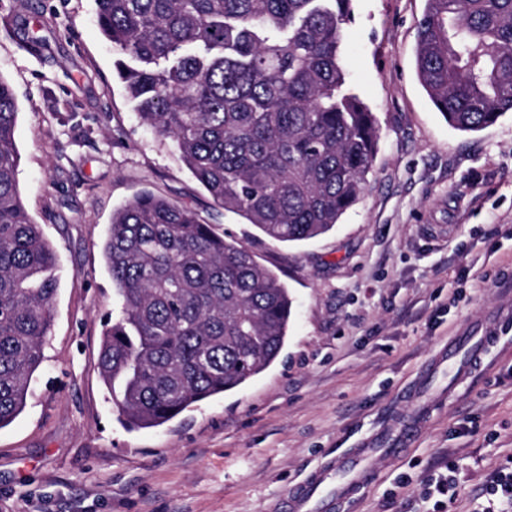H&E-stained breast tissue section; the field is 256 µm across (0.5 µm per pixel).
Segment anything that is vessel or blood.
<instances>
[{
  "label": "vessel or blood",
  "mask_w": 512,
  "mask_h": 512,
  "mask_svg": "<svg viewBox=\"0 0 512 512\" xmlns=\"http://www.w3.org/2000/svg\"><path fill=\"white\" fill-rule=\"evenodd\" d=\"M381 454L378 448H360L338 455L331 469L316 473L298 490L292 512H330L367 482Z\"/></svg>",
  "instance_id": "vessel-or-blood-1"
}]
</instances>
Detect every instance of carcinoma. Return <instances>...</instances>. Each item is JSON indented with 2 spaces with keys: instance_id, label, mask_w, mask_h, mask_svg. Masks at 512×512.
<instances>
[{
  "instance_id": "carcinoma-1",
  "label": "carcinoma",
  "mask_w": 512,
  "mask_h": 512,
  "mask_svg": "<svg viewBox=\"0 0 512 512\" xmlns=\"http://www.w3.org/2000/svg\"><path fill=\"white\" fill-rule=\"evenodd\" d=\"M352 0H94L140 121L178 147L214 203L274 241L332 230L359 200L377 118L352 91ZM415 68L464 133L512 112V0H424ZM18 106L0 76V428L22 411L58 293L57 258L17 178ZM103 256L119 317L102 381L131 428L158 427L278 356L285 283L196 213L142 193L112 215Z\"/></svg>"
}]
</instances>
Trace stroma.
<instances>
[{"instance_id":"stroma-1","label":"stroma","mask_w":512,"mask_h":512,"mask_svg":"<svg viewBox=\"0 0 512 512\" xmlns=\"http://www.w3.org/2000/svg\"><path fill=\"white\" fill-rule=\"evenodd\" d=\"M344 63L378 120L359 202L288 244L215 205L171 140L142 125L117 80L94 0H0V76L13 86L24 205L57 256L58 296L25 407L0 428V512H289L336 455L397 435L335 512H503L485 492L512 467V113L448 126L415 73L424 0H352ZM33 22L44 49L25 48ZM149 191L198 212L273 269L293 300L276 360L157 428L128 431L99 372L117 318L102 256L112 213ZM483 344L456 379L430 373L454 337ZM445 469L447 472L446 474L440 473L434 479L431 478V480L429 481L428 487L425 491L427 496H431V495H434L435 493H437L439 496L446 497V501L445 500H437L435 502V506L438 508V511H433V512L447 511V510H445V508H447V504H448V493L450 491L452 492L449 497L450 500L456 493L455 480L453 479L452 475H448V472H453L454 468L452 467V465L448 464V465H445Z\"/></svg>"}]
</instances>
